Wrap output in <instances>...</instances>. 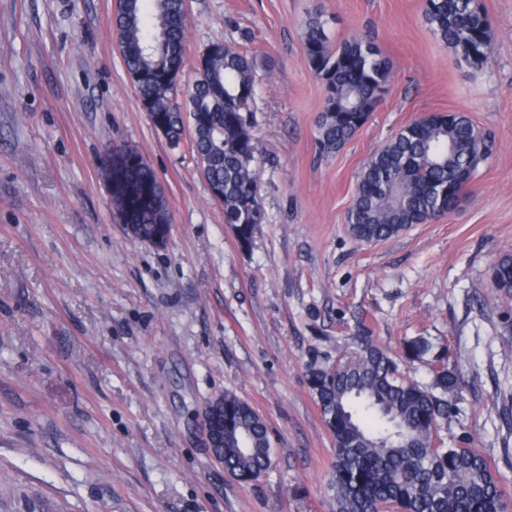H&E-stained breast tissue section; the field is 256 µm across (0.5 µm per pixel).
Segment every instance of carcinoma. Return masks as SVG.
<instances>
[{"instance_id":"1","label":"carcinoma","mask_w":512,"mask_h":512,"mask_svg":"<svg viewBox=\"0 0 512 512\" xmlns=\"http://www.w3.org/2000/svg\"><path fill=\"white\" fill-rule=\"evenodd\" d=\"M424 19L459 62L480 68L491 46L489 19L473 0H428ZM332 19L315 9L304 23L307 62L326 90L316 119L320 155L338 152L363 127L385 96L392 63L366 36L333 43ZM185 0H119L112 33L127 73L157 135L182 140L191 120L193 151L224 223L251 244L262 223L255 168L256 145L247 113L255 94L253 66L229 44L208 47L203 68L177 89L186 66ZM492 153V144L462 115L425 117L401 127L357 174L347 224L360 240L397 234L401 225L425 224L456 209L464 189ZM98 167L108 183L116 221L129 236L167 245L169 207L164 187L134 146L109 147ZM502 292H512V255L492 268ZM336 360L310 357L307 380L331 438L328 512H508L507 495L489 462L462 441L449 448L439 423L451 416L448 390L456 380L441 364L428 387L406 377L390 353L369 336ZM410 356L430 350L422 337L405 342ZM224 402V472L243 483L272 465L265 419L230 393Z\"/></svg>"}]
</instances>
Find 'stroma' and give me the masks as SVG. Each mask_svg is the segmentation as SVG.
<instances>
[{"mask_svg":"<svg viewBox=\"0 0 512 512\" xmlns=\"http://www.w3.org/2000/svg\"><path fill=\"white\" fill-rule=\"evenodd\" d=\"M491 54L460 64L423 0H186V78L214 42L248 56L263 221L242 247L190 138L156 134L112 36L116 0H0V512H328L331 441L307 384L312 354L349 337L405 372L457 383L442 428L468 441L512 497V0H481ZM340 41L373 32L393 66L381 103L319 157L325 91L302 36L310 12ZM467 117L494 142L461 206L372 243L346 213L356 176L428 113ZM137 147L163 184L165 248L112 216L96 159ZM232 393L267 422L272 466L236 482L210 459L206 402ZM492 278L499 288L505 294L512 292V255L502 256L492 268Z\"/></svg>","mask_w":512,"mask_h":512,"instance_id":"1","label":"stroma"}]
</instances>
